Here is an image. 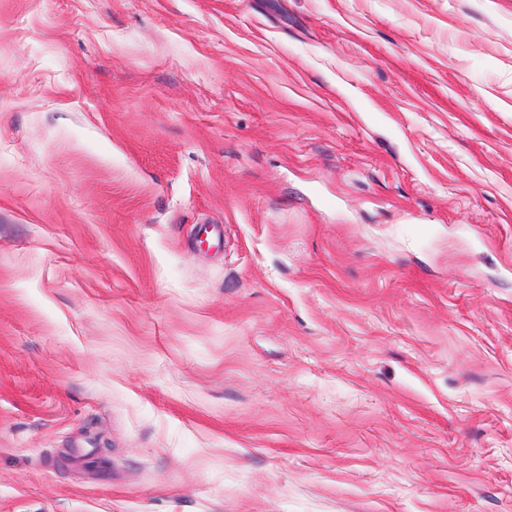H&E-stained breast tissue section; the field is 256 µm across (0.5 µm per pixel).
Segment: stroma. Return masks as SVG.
Instances as JSON below:
<instances>
[{
	"label": "stroma",
	"instance_id": "stroma-1",
	"mask_svg": "<svg viewBox=\"0 0 512 512\" xmlns=\"http://www.w3.org/2000/svg\"><path fill=\"white\" fill-rule=\"evenodd\" d=\"M0 512H512V0H0Z\"/></svg>",
	"mask_w": 512,
	"mask_h": 512
}]
</instances>
